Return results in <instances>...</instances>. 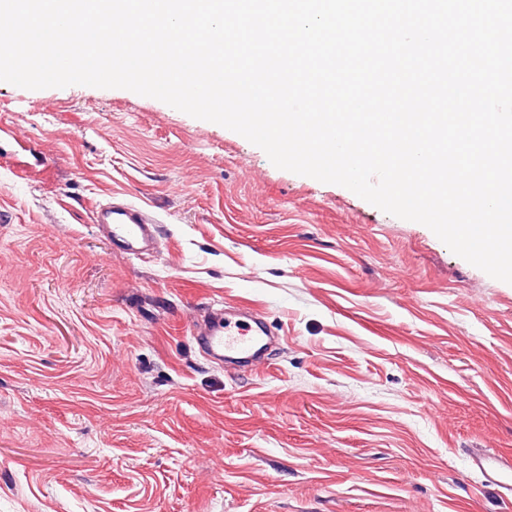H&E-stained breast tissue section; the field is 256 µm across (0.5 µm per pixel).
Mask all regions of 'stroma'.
<instances>
[{"label":"stroma","mask_w":512,"mask_h":512,"mask_svg":"<svg viewBox=\"0 0 512 512\" xmlns=\"http://www.w3.org/2000/svg\"><path fill=\"white\" fill-rule=\"evenodd\" d=\"M222 306L265 365L199 352ZM475 448L512 454V284L158 99L0 82V512H512ZM98 223L117 249L130 256L153 255L159 249L157 221L128 203H110L98 208ZM193 338L228 373L256 368L266 360L269 347L279 342L265 320L253 315L234 319L222 309L204 315Z\"/></svg>","instance_id":"stroma-1"}]
</instances>
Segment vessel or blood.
I'll return each instance as SVG.
<instances>
[{
  "label": "vessel or blood",
  "mask_w": 512,
  "mask_h": 512,
  "mask_svg": "<svg viewBox=\"0 0 512 512\" xmlns=\"http://www.w3.org/2000/svg\"><path fill=\"white\" fill-rule=\"evenodd\" d=\"M98 222L113 248L124 254L145 256L155 254L159 249L156 220L134 205L110 203L99 206ZM195 341L206 356L233 373L262 364L277 338L265 320L252 315L235 319L224 311L214 310L198 323ZM470 465L483 474L487 485L512 491L511 458L503 456L494 460L478 451L471 455Z\"/></svg>",
  "instance_id": "vessel-or-blood-1"
}]
</instances>
